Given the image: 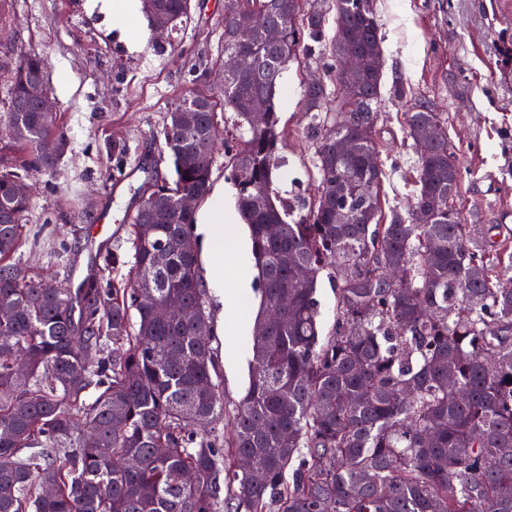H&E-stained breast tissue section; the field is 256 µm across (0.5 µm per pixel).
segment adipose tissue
<instances>
[{
	"label": "adipose tissue",
	"instance_id": "1",
	"mask_svg": "<svg viewBox=\"0 0 512 512\" xmlns=\"http://www.w3.org/2000/svg\"><path fill=\"white\" fill-rule=\"evenodd\" d=\"M90 10L111 20L131 47H138L143 33L135 20L140 0H88ZM195 229L201 236L208 276L206 285L222 304L221 324L225 335L248 334V283L253 273V255L240 231L239 215L226 204L223 188H215L197 215Z\"/></svg>",
	"mask_w": 512,
	"mask_h": 512
}]
</instances>
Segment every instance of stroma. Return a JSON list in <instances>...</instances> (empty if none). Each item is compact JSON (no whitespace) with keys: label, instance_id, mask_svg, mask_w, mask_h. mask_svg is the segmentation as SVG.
<instances>
[{"label":"stroma","instance_id":"35a3bbf8","mask_svg":"<svg viewBox=\"0 0 512 512\" xmlns=\"http://www.w3.org/2000/svg\"><path fill=\"white\" fill-rule=\"evenodd\" d=\"M501 0H376L384 50V80L401 78L407 98L382 91L376 139L386 171L384 207L407 209L414 192L415 151L403 117L424 104L446 120L456 146L461 185L456 207L466 223L490 230L501 249H512V223L499 221L512 210V11ZM87 0H12L0 15L9 41L0 43V103L5 102L12 62L23 51L47 61L49 89L69 148L54 172L36 178V206L30 224L51 217L54 235L23 248L21 259L41 275L80 281L98 244L110 240L128 251L125 224L138 205V188L155 177H171L159 159L164 117L189 90V69L221 76L224 58V0H192V18L164 50L156 35L130 49ZM318 69L328 90L336 88V59L288 62L276 95L286 140L276 155L275 182L286 198L312 195L314 144L306 132L304 90L310 69ZM128 147L124 162L105 149L112 137ZM96 226L88 234L87 226ZM69 246L58 264V241ZM251 353L223 358L216 381L227 410H234L249 383Z\"/></svg>","mask_w":512,"mask_h":512}]
</instances>
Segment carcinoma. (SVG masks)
Listing matches in <instances>:
<instances>
[{
	"instance_id": "obj_1",
	"label": "carcinoma",
	"mask_w": 512,
	"mask_h": 512,
	"mask_svg": "<svg viewBox=\"0 0 512 512\" xmlns=\"http://www.w3.org/2000/svg\"><path fill=\"white\" fill-rule=\"evenodd\" d=\"M332 9V55L362 67L336 70L334 114L323 86L306 89L312 202L295 215L273 191L285 138L275 97L288 62L320 55L328 12L312 0H239L224 8V57L241 50L245 13L280 40L257 36L254 69L224 74L220 103L203 90L210 73L191 71L193 89L160 131L173 180L142 187L152 207L126 224L128 260L102 244L96 276L75 288L17 258L46 225L28 226L35 197L16 183L57 167L46 142L68 144L57 116L38 109L44 57L18 55L14 136L0 151V303L14 308L0 325V512H512V280L498 274L508 252L459 217L456 152L427 106L404 116L411 206L383 213L375 0ZM155 13L176 17L178 32L191 0H152L146 17ZM219 106L234 118L224 169L260 288L250 384L222 437L210 429L224 395L206 288L197 249L179 245L195 224L180 198L211 192ZM437 125L442 139L418 150ZM119 266L128 271L115 279ZM388 268L402 277L387 279ZM324 271L337 294L327 335L315 298ZM173 297L181 311L162 313Z\"/></svg>"
}]
</instances>
